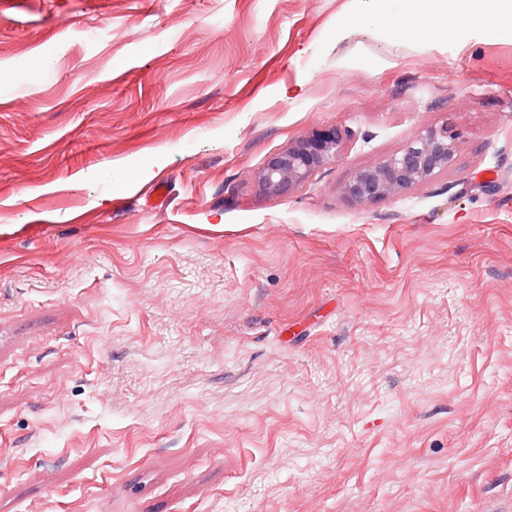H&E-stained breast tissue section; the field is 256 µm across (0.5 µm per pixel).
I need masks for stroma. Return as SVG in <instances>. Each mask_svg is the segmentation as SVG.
<instances>
[{
    "instance_id": "1",
    "label": "stroma",
    "mask_w": 512,
    "mask_h": 512,
    "mask_svg": "<svg viewBox=\"0 0 512 512\" xmlns=\"http://www.w3.org/2000/svg\"><path fill=\"white\" fill-rule=\"evenodd\" d=\"M348 8L0 11V512H512V33ZM445 122L451 170L344 200ZM344 135L337 128L315 129L270 156L257 175L261 188L282 195L300 186L316 170L339 159Z\"/></svg>"
}]
</instances>
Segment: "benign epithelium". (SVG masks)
Masks as SVG:
<instances>
[{"label":"benign epithelium","instance_id":"1","mask_svg":"<svg viewBox=\"0 0 512 512\" xmlns=\"http://www.w3.org/2000/svg\"><path fill=\"white\" fill-rule=\"evenodd\" d=\"M460 133L448 124L431 127L396 153L355 170L342 195L361 204L401 196L454 167ZM344 133L315 129L270 156L257 179L270 195H282L303 184L319 168L339 159Z\"/></svg>","mask_w":512,"mask_h":512}]
</instances>
